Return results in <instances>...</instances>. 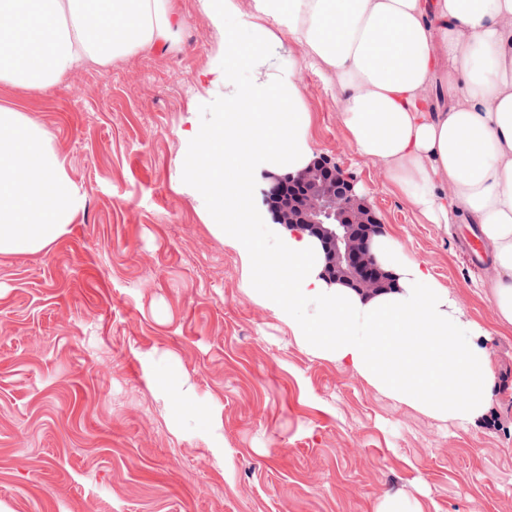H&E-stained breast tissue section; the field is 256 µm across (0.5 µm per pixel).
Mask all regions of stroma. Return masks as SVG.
Instances as JSON below:
<instances>
[{
    "label": "stroma",
    "instance_id": "obj_1",
    "mask_svg": "<svg viewBox=\"0 0 512 512\" xmlns=\"http://www.w3.org/2000/svg\"><path fill=\"white\" fill-rule=\"evenodd\" d=\"M175 6L165 50L47 91L0 84L83 195L49 249L0 257V512H376L388 497L399 512H512V330L491 344L492 407L466 429L304 350L180 173L187 117L210 119L224 90L199 80L218 34L198 0ZM271 62L297 71L316 157L491 326L474 282L492 268L468 251L470 228L425 223L350 148L303 43L283 38ZM204 411L217 429L196 423Z\"/></svg>",
    "mask_w": 512,
    "mask_h": 512
}]
</instances>
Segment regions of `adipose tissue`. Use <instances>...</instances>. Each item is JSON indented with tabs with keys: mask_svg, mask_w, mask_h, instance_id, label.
I'll return each mask as SVG.
<instances>
[{
	"mask_svg": "<svg viewBox=\"0 0 512 512\" xmlns=\"http://www.w3.org/2000/svg\"><path fill=\"white\" fill-rule=\"evenodd\" d=\"M222 42L205 71L217 120L184 130L181 169L210 226L238 248L245 288L306 350L396 402L467 428L487 412L491 336L512 326V0H198ZM0 82L48 90L83 64L168 47L172 0H0ZM302 42L336 88L348 144L432 224L467 222L492 253V328L393 237L372 240L391 279L362 294L329 280L307 231L270 224L257 171L309 166V114L295 70L273 68L281 35ZM83 197L40 124L0 106V255L38 253L69 231Z\"/></svg>",
	"mask_w": 512,
	"mask_h": 512,
	"instance_id": "adipose-tissue-1",
	"label": "adipose tissue"
}]
</instances>
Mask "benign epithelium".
<instances>
[{
  "instance_id": "1",
  "label": "benign epithelium",
  "mask_w": 512,
  "mask_h": 512,
  "mask_svg": "<svg viewBox=\"0 0 512 512\" xmlns=\"http://www.w3.org/2000/svg\"><path fill=\"white\" fill-rule=\"evenodd\" d=\"M263 201L279 224L310 232L326 254L325 275L362 293L384 283L385 272L370 251L379 233L370 207L354 192L350 176L327 160L269 182Z\"/></svg>"
}]
</instances>
